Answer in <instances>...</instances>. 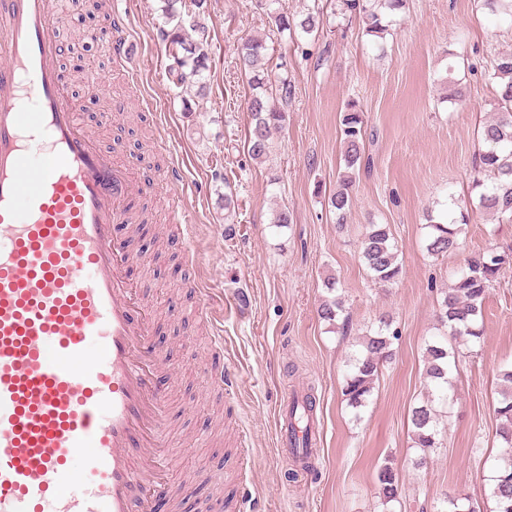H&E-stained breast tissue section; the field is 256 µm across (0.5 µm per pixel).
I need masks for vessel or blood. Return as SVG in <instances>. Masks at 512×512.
Segmentation results:
<instances>
[{
    "label": "vessel or blood",
    "instance_id": "obj_1",
    "mask_svg": "<svg viewBox=\"0 0 512 512\" xmlns=\"http://www.w3.org/2000/svg\"><path fill=\"white\" fill-rule=\"evenodd\" d=\"M58 0H0V512H155L173 457L167 433L176 370L152 341L156 312L135 281L144 258L131 166L93 139L67 90ZM131 31L114 11L102 33L130 84ZM171 190L168 238L196 266L195 224ZM223 383L224 338L210 289L191 282ZM99 358H91L90 347ZM278 411L279 447L305 456ZM87 457L91 481L74 458Z\"/></svg>",
    "mask_w": 512,
    "mask_h": 512
}]
</instances>
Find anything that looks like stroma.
Here are the masks:
<instances>
[{"instance_id": "35a3bbf8", "label": "stroma", "mask_w": 512, "mask_h": 512, "mask_svg": "<svg viewBox=\"0 0 512 512\" xmlns=\"http://www.w3.org/2000/svg\"><path fill=\"white\" fill-rule=\"evenodd\" d=\"M289 12L318 5L323 26L310 35L274 34L259 0H207L201 17L208 33L206 88L184 97L167 73L160 39L162 0H129L132 53L142 86L166 116L142 112L124 73L112 70L100 35L104 10L85 0H63L58 25L75 44L63 60L71 92L99 146L133 162L134 177L172 168L192 187L199 220L194 246L200 261L188 268L167 241L169 215L155 195L138 198L147 225L134 247L147 258L134 278L146 279L157 307L155 343L178 361L179 389L170 423L179 443L168 492L179 512H383L376 474L392 459L403 484L392 512H438L445 495L462 493L481 512H495L485 476L503 455L496 430L497 370L512 363V272L489 291L483 335L453 374L440 441L421 468L408 419L426 394L423 352L437 335L441 293L465 259L486 247L512 244V224L478 210L471 160L478 130L495 112L497 85L488 77L498 54L512 51V22L482 0H407L392 16L390 32H365L361 14H342L339 0H286ZM265 38L271 80L295 88L286 127L273 133L264 159L246 141L250 90L236 64L240 38ZM99 69L102 83L77 80ZM458 87L462 101L448 99ZM115 109L111 126L99 113ZM361 112L365 161L345 228H338L328 196L344 169L341 119ZM177 148L175 159L156 150L158 138ZM232 194V218L224 196ZM455 200L470 219L456 252L425 249L424 226L437 204ZM290 211L293 222L274 231L272 214ZM369 224L387 225L403 266L401 279L378 288L359 259ZM199 278L222 304L224 352L233 371L219 396L206 365L209 336L186 296L185 278ZM338 278L346 299L345 330L328 326L317 310L326 278ZM389 317L399 332L395 357L385 364L370 400L354 411L341 395L346 361L359 337ZM312 388L320 427L313 469L287 478L277 447V409L287 392Z\"/></svg>"}]
</instances>
